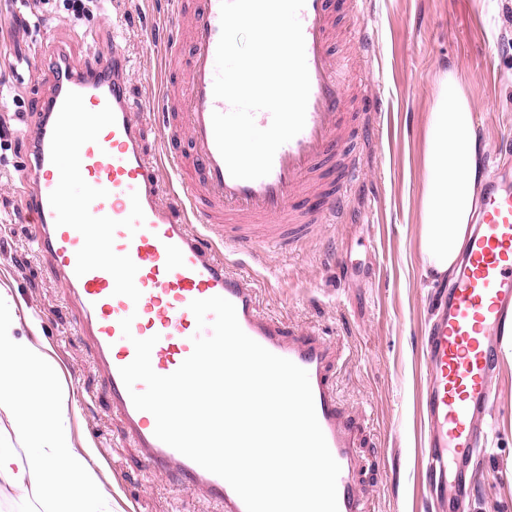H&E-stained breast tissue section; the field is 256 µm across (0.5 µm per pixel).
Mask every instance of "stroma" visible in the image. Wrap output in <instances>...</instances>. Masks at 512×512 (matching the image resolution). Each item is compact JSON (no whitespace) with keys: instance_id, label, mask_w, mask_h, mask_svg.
<instances>
[{"instance_id":"obj_1","label":"stroma","mask_w":512,"mask_h":512,"mask_svg":"<svg viewBox=\"0 0 512 512\" xmlns=\"http://www.w3.org/2000/svg\"><path fill=\"white\" fill-rule=\"evenodd\" d=\"M362 20L375 33L371 60L354 75L359 93L381 99L361 184L344 224L322 225L296 252H262L243 273L257 279L261 307L294 331H320L332 352L336 402L352 428L367 512H436L420 480L424 444L421 395L426 364L421 338L432 322L434 283L422 274L420 201L427 116L438 80L455 69L473 99L477 134L496 150L512 129V0H364ZM169 0H112L111 11L73 23L47 19L20 39L34 65L12 81L29 108L0 114V289L14 305L17 335H33L69 401L73 446L87 453L109 494L112 512H221L208 495L175 473L154 474L105 391L78 329L79 315L49 258L35 251L24 190L29 133L41 120L31 103L52 87L46 62L57 51L88 65L119 50L130 59L127 88L137 106L148 153L161 142L159 60L153 47L171 37L163 25ZM278 276L266 280L267 268ZM502 408L489 422V443L469 469L475 483L462 512H512V344L492 382Z\"/></svg>"}]
</instances>
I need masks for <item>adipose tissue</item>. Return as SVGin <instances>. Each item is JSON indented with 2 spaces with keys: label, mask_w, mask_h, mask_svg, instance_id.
Masks as SVG:
<instances>
[{
  "label": "adipose tissue",
  "mask_w": 512,
  "mask_h": 512,
  "mask_svg": "<svg viewBox=\"0 0 512 512\" xmlns=\"http://www.w3.org/2000/svg\"><path fill=\"white\" fill-rule=\"evenodd\" d=\"M472 108L456 74L448 73L428 117L423 157L420 246L423 272L433 281L455 273L485 180L486 147ZM14 323V307L0 293V412L28 450L26 464H18L14 445L0 440V482L48 501L51 512H110L98 475L72 446L66 398L38 394L49 376L46 354L15 336Z\"/></svg>",
  "instance_id": "ef3b65f1"
}]
</instances>
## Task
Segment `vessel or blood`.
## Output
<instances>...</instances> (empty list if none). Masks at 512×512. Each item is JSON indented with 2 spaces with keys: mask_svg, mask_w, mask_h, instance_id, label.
Wrapping results in <instances>:
<instances>
[{
  "mask_svg": "<svg viewBox=\"0 0 512 512\" xmlns=\"http://www.w3.org/2000/svg\"><path fill=\"white\" fill-rule=\"evenodd\" d=\"M360 0H305L300 12L310 95L303 131L276 152L271 173L233 178L215 143L212 115L229 111L213 93L221 34V0H169V18L189 25L187 42L157 46L162 79L185 63L181 91H168L162 115L163 150L146 153L127 95L128 62L121 52L92 66L63 58L53 89L38 109L43 120L27 158V209L36 247L65 279L79 329L105 369L113 407L125 420L148 469H175L183 484L204 490L224 512H246L232 487L154 434L156 421L135 408L121 367L135 357L133 339L156 337L151 365L173 373L193 352L197 321L189 305L221 296L236 308L242 330L271 353L309 375L317 418L340 466L339 512H363L358 458L329 375L331 353L315 331H285L261 310L253 277L232 269L228 253L253 255L295 249L317 225L345 223L362 177L364 130L373 120L365 103L348 107L340 29L361 58L373 35L360 20ZM187 134V147L178 144ZM487 175L472 234L451 288L443 291L425 342L431 368L422 401L428 430L421 476L452 512L464 462L484 445L483 424L498 397L491 375L512 324V182L501 158L505 136ZM170 203H162L164 193ZM131 318V338L120 322Z\"/></svg>",
  "mask_w": 512,
  "mask_h": 512,
  "instance_id": "1",
  "label": "vessel or blood"
}]
</instances>
